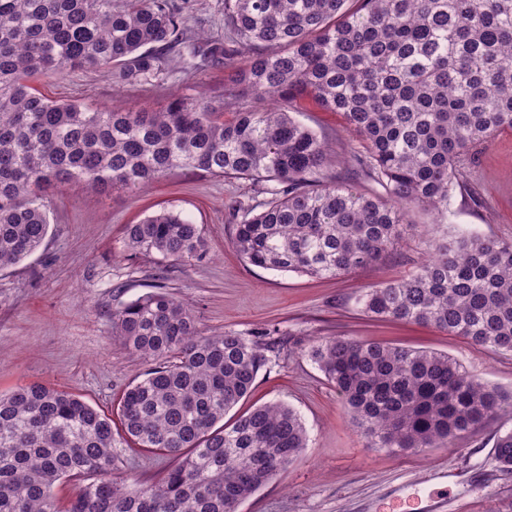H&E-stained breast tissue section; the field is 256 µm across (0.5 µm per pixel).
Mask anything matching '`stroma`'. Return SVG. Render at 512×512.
I'll use <instances>...</instances> for the list:
<instances>
[{
    "instance_id": "stroma-1",
    "label": "stroma",
    "mask_w": 512,
    "mask_h": 512,
    "mask_svg": "<svg viewBox=\"0 0 512 512\" xmlns=\"http://www.w3.org/2000/svg\"><path fill=\"white\" fill-rule=\"evenodd\" d=\"M174 3L189 35L223 40L224 0ZM232 78L223 65L185 56L146 77L128 76L116 63L66 69L39 88L58 101L158 111L177 91L219 96ZM297 118L335 148L336 170L345 172L359 141L343 116L305 100ZM262 198L251 182L181 170L143 190L99 195L78 183L54 189L45 201L50 230L44 244L0 271V392L40 383L116 414L123 391L150 363L114 340L112 313L160 285L194 310L201 335L262 328L278 344L239 408L284 402L301 415L310 442L239 512H512V472L493 460L499 421H489L458 450L369 447L335 387L304 355L312 341L329 336L390 342L448 353L489 383L512 389V357L433 327L371 319L356 305L362 288L414 271L427 257L424 238L462 231L512 238V134L476 154L468 192H453L440 218L415 210L416 228L397 250L336 279L262 269L236 255L233 206ZM162 208L199 225L207 245L203 259L129 257L127 225ZM122 456L132 486L157 480L170 463L150 453L126 450Z\"/></svg>"
}]
</instances>
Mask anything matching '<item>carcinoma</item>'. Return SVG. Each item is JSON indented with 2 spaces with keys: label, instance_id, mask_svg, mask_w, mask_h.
Masks as SVG:
<instances>
[{
  "label": "carcinoma",
  "instance_id": "cac0c4a2",
  "mask_svg": "<svg viewBox=\"0 0 512 512\" xmlns=\"http://www.w3.org/2000/svg\"><path fill=\"white\" fill-rule=\"evenodd\" d=\"M224 35L195 42L171 0H0V270L42 245L54 186L106 193L183 168L262 187L234 228L244 262L337 278L397 248L414 210L446 211L468 186L473 150L512 132V0H224ZM176 47L234 70L222 100L90 110L33 86L64 68L148 72L164 63L155 49ZM264 98L276 106L251 105ZM305 98L344 115L360 140L352 162L384 195L333 173L329 144L294 117ZM125 245L136 257L206 254L198 225L166 210L128 225ZM428 249L411 274L362 289L363 314L512 356V239L461 232ZM112 335L154 361L120 400V430L63 390L0 395V512H239L309 447L281 402L224 424L269 361L267 331L202 336L192 309L158 286L112 312ZM306 355L373 448L453 449L491 420L512 422V390L446 353L330 336ZM124 447L172 464L132 488ZM493 457L512 472V425L495 434ZM66 480L82 485L62 511L55 488Z\"/></svg>",
  "mask_w": 512,
  "mask_h": 512
}]
</instances>
